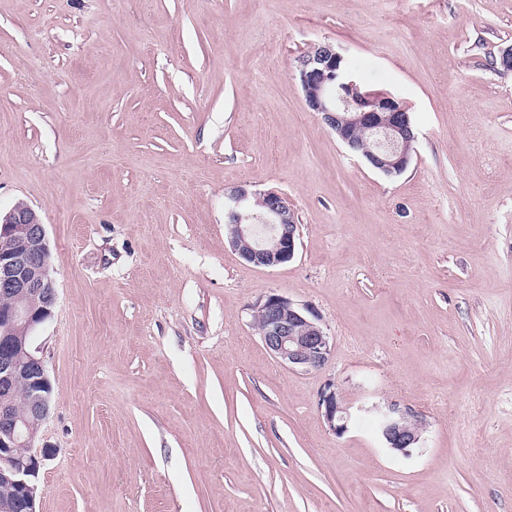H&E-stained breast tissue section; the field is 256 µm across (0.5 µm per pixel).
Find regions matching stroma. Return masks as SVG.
Listing matches in <instances>:
<instances>
[{
	"mask_svg": "<svg viewBox=\"0 0 512 512\" xmlns=\"http://www.w3.org/2000/svg\"><path fill=\"white\" fill-rule=\"evenodd\" d=\"M324 42L407 106L400 176L307 108ZM509 45L512 0H0V213L40 215L57 288L37 512H512ZM241 185L288 198L292 261L232 248ZM273 293L319 315L324 368L266 349ZM319 405L330 430L337 436H343L348 432L352 413L339 399L336 389L332 385L322 393ZM376 409L377 434L386 448L405 456L419 448L423 420L418 412L396 403Z\"/></svg>",
	"mask_w": 512,
	"mask_h": 512,
	"instance_id": "35a3bbf8",
	"label": "stroma"
}]
</instances>
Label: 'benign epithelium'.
<instances>
[{"label": "benign epithelium", "instance_id": "benign-epithelium-1", "mask_svg": "<svg viewBox=\"0 0 512 512\" xmlns=\"http://www.w3.org/2000/svg\"><path fill=\"white\" fill-rule=\"evenodd\" d=\"M297 79L308 108L352 153L376 171L399 176L408 168L417 139L408 109L394 97L363 91L351 78L343 55L319 43L300 59ZM364 124L373 147L360 149L350 127ZM266 202V225L243 224L251 198ZM225 219L232 247L257 267L275 268L296 254L299 227L288 198L275 191L231 190ZM51 251L45 225L29 205L16 203L0 218V484L14 498L0 512H37V477L53 454L35 446L52 404L51 384L43 359L32 349V333L52 315L57 300L51 275ZM261 339L275 359L292 370L312 371L329 360L332 344L318 316L289 299L271 294L256 307ZM325 420L336 435L349 430L352 413L328 386L320 398ZM377 434L391 451L405 456L417 448L422 416L410 407L391 403L377 408ZM24 448L20 454L16 449Z\"/></svg>", "mask_w": 512, "mask_h": 512}]
</instances>
